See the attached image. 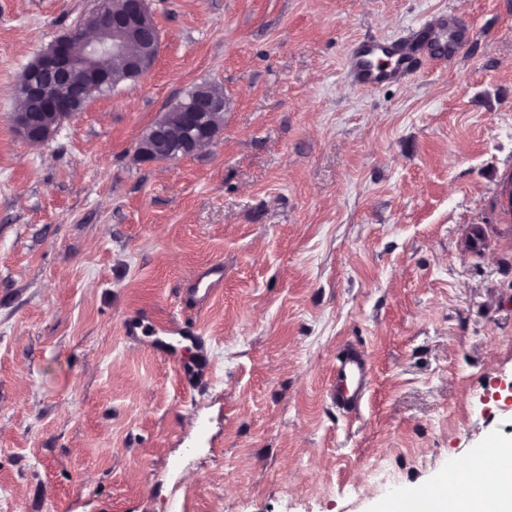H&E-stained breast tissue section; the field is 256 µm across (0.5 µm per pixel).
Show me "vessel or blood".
I'll use <instances>...</instances> for the list:
<instances>
[{"mask_svg": "<svg viewBox=\"0 0 512 512\" xmlns=\"http://www.w3.org/2000/svg\"><path fill=\"white\" fill-rule=\"evenodd\" d=\"M472 31L447 15L432 16L423 27L422 37L407 35L386 44L378 40L356 43L345 59L348 82L361 89H373L387 83H399L411 72L418 54L451 59L470 43ZM224 281V263L217 260L192 278V295L204 305L219 292ZM370 367L364 352L356 346L345 347L337 357L335 385L331 400L339 410H358L369 387Z\"/></svg>", "mask_w": 512, "mask_h": 512, "instance_id": "b4317fda", "label": "vessel or blood"}]
</instances>
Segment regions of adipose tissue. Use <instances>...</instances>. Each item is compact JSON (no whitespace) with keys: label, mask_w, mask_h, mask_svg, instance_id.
<instances>
[{"label":"adipose tissue","mask_w":512,"mask_h":512,"mask_svg":"<svg viewBox=\"0 0 512 512\" xmlns=\"http://www.w3.org/2000/svg\"><path fill=\"white\" fill-rule=\"evenodd\" d=\"M453 471L454 478L437 482L436 493L402 497L399 512H512V448L474 455Z\"/></svg>","instance_id":"obj_1"}]
</instances>
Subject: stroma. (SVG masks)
Here are the masks:
<instances>
[{"mask_svg": "<svg viewBox=\"0 0 512 512\" xmlns=\"http://www.w3.org/2000/svg\"><path fill=\"white\" fill-rule=\"evenodd\" d=\"M97 6L0 0V512H379L512 443V0H151L153 69L20 140L25 68ZM442 13L475 31L456 61L345 80ZM199 84L219 137L138 161ZM137 315L188 331L166 355ZM224 281V262L216 260L209 266L198 271L192 277L190 292L199 305H205L220 291ZM370 367L364 352L354 345L345 347L337 357L335 385L331 400L345 412L356 411L369 387Z\"/></svg>", "mask_w": 512, "mask_h": 512, "instance_id": "1", "label": "stroma"}]
</instances>
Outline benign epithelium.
Instances as JSON below:
<instances>
[{
	"mask_svg": "<svg viewBox=\"0 0 512 512\" xmlns=\"http://www.w3.org/2000/svg\"><path fill=\"white\" fill-rule=\"evenodd\" d=\"M153 22L148 0H123L120 11L105 6L95 28L112 32V40L87 35L80 26L58 37L26 68L15 87V97L23 100L32 95L42 97L44 111L30 113L19 109L13 113L15 134L28 143H45L59 132L64 122L83 111L101 90L112 85V74L102 70V59L112 57L124 62L128 76L139 79L154 66L161 47V35L153 29L154 53L145 55L131 49V41L145 36L146 25ZM78 82L83 86L79 98H71L59 87ZM172 109L184 113L183 123L172 126L160 114L139 139L138 159L143 163L171 161L189 156L218 137L221 124L214 116L224 112V98L205 91L191 93Z\"/></svg>",
	"mask_w": 512,
	"mask_h": 512,
	"instance_id": "benign-epithelium-1",
	"label": "benign epithelium"
}]
</instances>
